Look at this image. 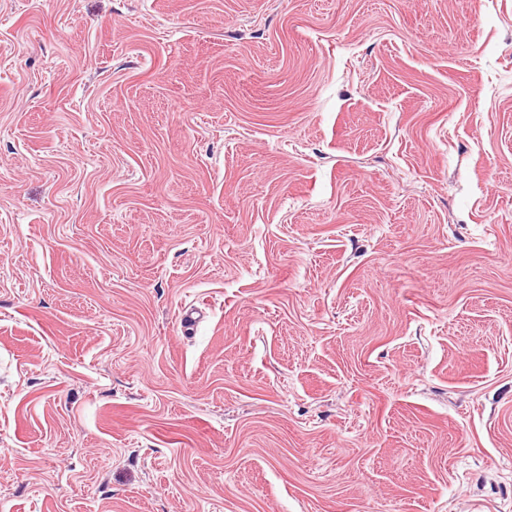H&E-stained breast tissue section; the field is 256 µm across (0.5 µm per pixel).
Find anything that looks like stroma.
Masks as SVG:
<instances>
[{
    "mask_svg": "<svg viewBox=\"0 0 512 512\" xmlns=\"http://www.w3.org/2000/svg\"><path fill=\"white\" fill-rule=\"evenodd\" d=\"M0 512H512V0H0Z\"/></svg>",
    "mask_w": 512,
    "mask_h": 512,
    "instance_id": "stroma-1",
    "label": "stroma"
}]
</instances>
